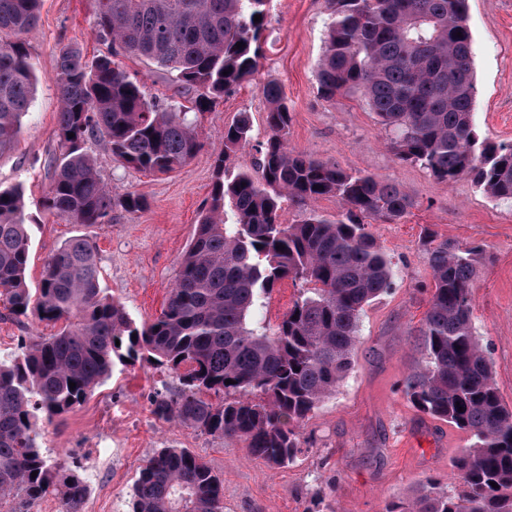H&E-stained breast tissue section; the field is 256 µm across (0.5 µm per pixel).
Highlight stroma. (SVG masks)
I'll return each instance as SVG.
<instances>
[{
  "instance_id": "1",
  "label": "stroma",
  "mask_w": 512,
  "mask_h": 512,
  "mask_svg": "<svg viewBox=\"0 0 512 512\" xmlns=\"http://www.w3.org/2000/svg\"><path fill=\"white\" fill-rule=\"evenodd\" d=\"M330 22L328 0H269L267 32L273 41L254 79L225 94L202 113L197 133L203 150L182 168L152 175L112 160L102 140L89 148L113 196L140 194L145 207L117 212L112 223L86 227L44 211L50 186L47 164L57 152L60 102L56 57L67 45L93 57L103 45L94 26L92 0H42L37 28L27 37L36 67L34 100L14 142L0 152V186H22L32 220L29 288H37L48 257L66 240L87 235L99 249L101 286L138 322L158 316L197 229L217 179L215 158L224 128L249 113L253 136H267L260 87L283 86L291 148L391 180L412 198L397 223L370 230L393 262L392 288L365 307L355 364L335 394L298 428L302 452L278 468L241 444L202 435L157 418L151 402L177 381L148 363L116 366L75 410L43 426L42 446L70 464L97 471L84 512H126L128 494L154 451L187 448L224 480V512H384L428 480L456 492L452 459L470 437L420 413L407 398L405 379L421 365L417 333L430 305L432 273L422 245L424 231L461 246H478L472 278V325L492 365L503 402L512 407V204L490 198L469 175L439 181L418 165L399 162L377 116L358 96L328 102L318 93L317 62ZM477 94L473 120L480 137L512 142V0H468ZM124 69L161 102H185L169 75L137 59ZM56 325L34 315L13 317L0 306V352L22 339L50 335ZM92 448L111 454L90 458Z\"/></svg>"
}]
</instances>
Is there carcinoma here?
Instances as JSON below:
<instances>
[{
	"mask_svg": "<svg viewBox=\"0 0 512 512\" xmlns=\"http://www.w3.org/2000/svg\"><path fill=\"white\" fill-rule=\"evenodd\" d=\"M268 3L93 0L105 50L90 59L77 46L58 53L59 154L42 208L85 226L112 223L117 209H143L134 192L112 198L89 141L102 139L113 160L144 173L168 174L187 164L203 147L197 114L258 72L268 47ZM330 4L317 64L320 96L360 95L399 161L448 183L467 173L489 197L512 202V143L482 139L473 124L467 0ZM38 8L39 0H0V150L18 134L35 94L23 36L37 27ZM119 56L166 70L194 93L191 105L157 101ZM261 93L267 139L251 145L247 112L224 127L210 200L169 298L149 322H135L104 293L97 246L84 235L47 259L30 291L23 192L0 188V300L13 315L32 310L42 322H65L59 332L31 336L0 355V512H32L47 497L58 499L62 512H83L86 471L42 448L43 421L80 406L116 365L128 362L145 361L177 380L174 392L152 400L158 418L242 442L278 467L302 452L297 425L351 371L361 314L393 283L391 259L370 221L394 223L414 202L395 182L288 148L283 88L268 81ZM249 146L254 169L229 170L232 155ZM326 196L340 205L335 218L311 209L297 224L280 221L282 199L308 206ZM422 241L434 288L419 329L423 368L407 378L405 393L420 412L468 433L472 443L453 459L460 492L430 481L387 512H512V409L471 322L479 250L438 241L428 231ZM286 278L313 287L274 329L254 326L253 315ZM127 512H224V483L190 449L159 448L140 469Z\"/></svg>",
	"mask_w": 512,
	"mask_h": 512,
	"instance_id": "cac0c4a2",
	"label": "carcinoma"
}]
</instances>
